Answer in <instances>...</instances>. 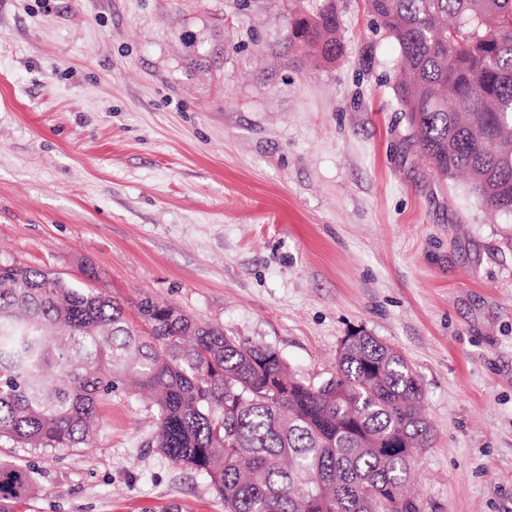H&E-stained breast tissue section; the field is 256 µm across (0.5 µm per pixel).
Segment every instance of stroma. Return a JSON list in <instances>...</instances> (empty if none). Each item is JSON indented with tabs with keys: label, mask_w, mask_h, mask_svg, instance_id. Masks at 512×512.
<instances>
[{
	"label": "stroma",
	"mask_w": 512,
	"mask_h": 512,
	"mask_svg": "<svg viewBox=\"0 0 512 512\" xmlns=\"http://www.w3.org/2000/svg\"><path fill=\"white\" fill-rule=\"evenodd\" d=\"M334 60L276 56L288 0H0V262L134 306L176 304L270 346L299 378L355 332L419 375L420 512H512V216L420 161L400 49L333 0ZM224 38L190 72L178 32ZM93 447L40 454L19 512H223L113 394Z\"/></svg>",
	"instance_id": "35a3bbf8"
}]
</instances>
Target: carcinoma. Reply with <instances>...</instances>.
<instances>
[{
  "label": "carcinoma",
  "instance_id": "obj_1",
  "mask_svg": "<svg viewBox=\"0 0 512 512\" xmlns=\"http://www.w3.org/2000/svg\"><path fill=\"white\" fill-rule=\"evenodd\" d=\"M401 51L394 88L422 158L464 173L489 210L512 213V0H366ZM332 0L289 23L283 48L336 58ZM190 71L220 51L180 33ZM125 304L39 268L0 263V442L89 447L100 404L148 393L154 444L207 481L224 512H418L410 459L433 427L423 385L394 347L345 337L320 384L273 348L235 340L172 303ZM30 467L0 460V512L35 496Z\"/></svg>",
  "mask_w": 512,
  "mask_h": 512
}]
</instances>
